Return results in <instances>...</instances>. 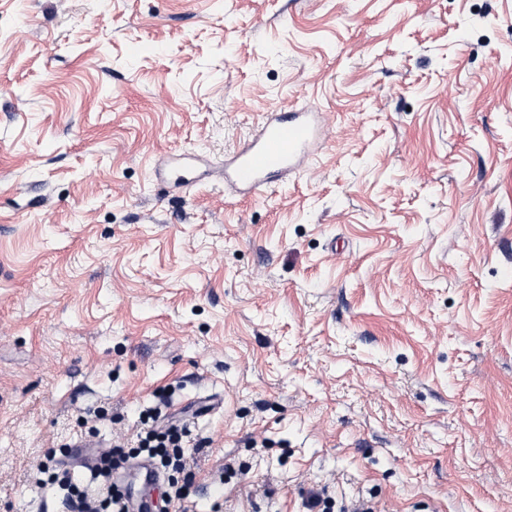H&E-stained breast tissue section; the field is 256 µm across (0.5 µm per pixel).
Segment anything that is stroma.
Wrapping results in <instances>:
<instances>
[{"label": "stroma", "mask_w": 512, "mask_h": 512, "mask_svg": "<svg viewBox=\"0 0 512 512\" xmlns=\"http://www.w3.org/2000/svg\"><path fill=\"white\" fill-rule=\"evenodd\" d=\"M161 390L197 512H512V0H0V512ZM321 137L318 112H267L251 139L224 161V185L256 195L270 179L297 170Z\"/></svg>", "instance_id": "35a3bbf8"}]
</instances>
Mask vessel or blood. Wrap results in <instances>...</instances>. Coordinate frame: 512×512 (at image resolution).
Returning <instances> with one entry per match:
<instances>
[{
  "mask_svg": "<svg viewBox=\"0 0 512 512\" xmlns=\"http://www.w3.org/2000/svg\"><path fill=\"white\" fill-rule=\"evenodd\" d=\"M319 113L268 112L251 139L224 162V182L243 194H257L270 179L297 170L319 146Z\"/></svg>",
  "mask_w": 512,
  "mask_h": 512,
  "instance_id": "obj_1",
  "label": "vessel or blood"
}]
</instances>
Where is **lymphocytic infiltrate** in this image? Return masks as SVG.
Segmentation results:
<instances>
[{
  "label": "lymphocytic infiltrate",
  "mask_w": 512,
  "mask_h": 512,
  "mask_svg": "<svg viewBox=\"0 0 512 512\" xmlns=\"http://www.w3.org/2000/svg\"><path fill=\"white\" fill-rule=\"evenodd\" d=\"M137 438V447L129 453L120 444L95 449L93 464L79 477L53 455H46L38 483L59 487L69 512H129V491L113 482L112 472L133 456L146 460L166 480L167 504L177 512H191L188 500L195 475L185 452L192 440L190 426L183 421L163 424L155 419L141 427Z\"/></svg>",
  "instance_id": "obj_1"
}]
</instances>
